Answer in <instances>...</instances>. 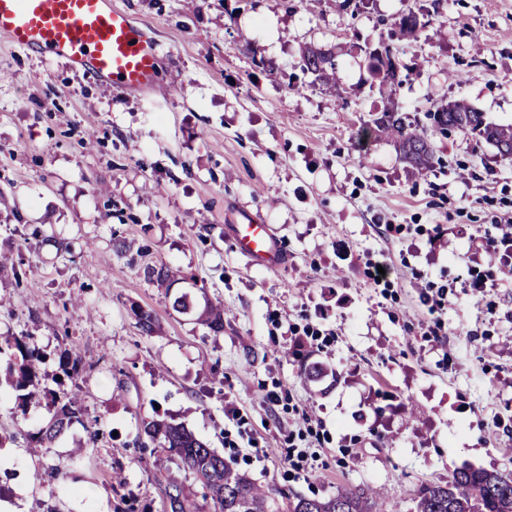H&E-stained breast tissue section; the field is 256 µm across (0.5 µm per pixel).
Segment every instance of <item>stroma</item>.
Returning <instances> with one entry per match:
<instances>
[{
    "label": "stroma",
    "instance_id": "35a3bbf8",
    "mask_svg": "<svg viewBox=\"0 0 512 512\" xmlns=\"http://www.w3.org/2000/svg\"><path fill=\"white\" fill-rule=\"evenodd\" d=\"M112 2L160 49L151 90L0 36V255L23 271H0V336L30 335L44 387L60 349L87 369L85 426L39 459L27 439L46 412L21 417L0 387L16 512H164L154 457L134 445L151 418L258 485L370 486L381 512H411L465 464L512 471V162L457 131L422 169L387 138L357 139L386 107L420 119L462 102L512 125V0ZM411 11L431 21L414 39L396 27ZM382 40L400 64L390 93L368 70ZM309 46L335 52L337 87L302 72ZM249 216L269 225L277 265L236 250ZM145 261L223 301V334L177 312ZM62 462L55 491L32 481ZM139 272L144 280L162 284L167 283L169 287L174 284L187 283L188 281L186 275L163 263L159 265L147 263L140 268Z\"/></svg>",
    "mask_w": 512,
    "mask_h": 512
}]
</instances>
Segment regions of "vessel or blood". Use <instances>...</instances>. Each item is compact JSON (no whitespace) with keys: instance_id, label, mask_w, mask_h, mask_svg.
I'll use <instances>...</instances> for the list:
<instances>
[{"instance_id":"1","label":"vessel or blood","mask_w":512,"mask_h":512,"mask_svg":"<svg viewBox=\"0 0 512 512\" xmlns=\"http://www.w3.org/2000/svg\"><path fill=\"white\" fill-rule=\"evenodd\" d=\"M0 34L21 49L68 60L123 89L149 90L159 50L112 0H0ZM243 255L275 262L280 247L267 225H236Z\"/></svg>"}]
</instances>
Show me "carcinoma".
<instances>
[{"instance_id": "carcinoma-1", "label": "carcinoma", "mask_w": 512, "mask_h": 512, "mask_svg": "<svg viewBox=\"0 0 512 512\" xmlns=\"http://www.w3.org/2000/svg\"><path fill=\"white\" fill-rule=\"evenodd\" d=\"M427 26L416 13L400 17L399 31L415 38ZM382 52L369 53L370 73L380 79V86L399 82V64L390 46L380 43ZM301 69L326 85H336L335 55L330 49L309 48L302 56ZM428 126L411 121L409 114L394 108L378 112L360 130V138L385 136L402 160L415 168H425L435 157V138L452 130L479 136L493 144L498 152L512 153V125L486 122L483 113L465 103H450L426 112ZM140 274L148 282L174 285L188 281L186 275L165 264L147 263ZM174 308L196 317V321L218 335L224 332V305L184 292L176 297ZM141 332L150 336L156 330L154 314L141 307L133 310ZM6 357L3 378L17 392L22 416L45 408L51 417L28 438L32 455L44 456L56 440L72 425L82 422L83 405L79 398V366L82 360L71 350L61 352L60 366L74 391L61 397L52 390L38 387L41 357L24 337L0 339V357ZM143 434L155 445V473L164 476L170 512H378L375 491L366 487L345 488L327 499L292 497L284 492L265 490L246 474L239 472L210 446L181 423L152 419L143 422ZM192 476L196 491L186 489L172 474L170 465ZM414 512H512V472L488 471L464 466L454 471L443 485H425L415 497Z\"/></svg>"}]
</instances>
